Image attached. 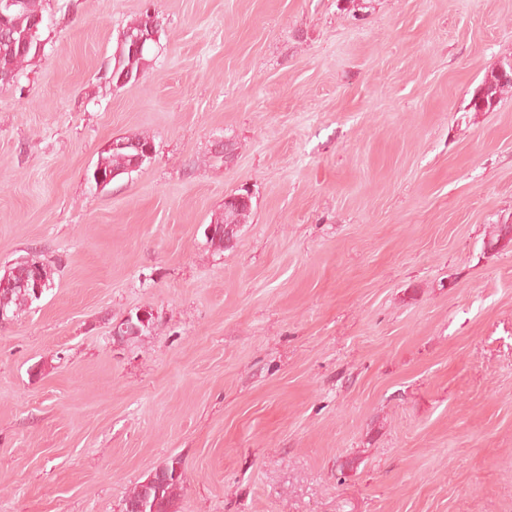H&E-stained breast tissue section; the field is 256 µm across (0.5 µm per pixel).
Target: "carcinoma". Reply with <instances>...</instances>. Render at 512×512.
<instances>
[{"mask_svg":"<svg viewBox=\"0 0 512 512\" xmlns=\"http://www.w3.org/2000/svg\"><path fill=\"white\" fill-rule=\"evenodd\" d=\"M159 26L156 15L144 12L141 18L123 32L119 50L114 56L111 81L118 84L119 78H125L124 84L134 83L148 67L152 44L147 42L143 48H130L131 37L137 35L148 25ZM45 27V14L42 0H19V4L9 9L0 8V89L13 87L10 80L19 78L30 62L40 53L42 34ZM512 88L511 81H501L497 73L486 77L474 91L470 100L473 112H488L497 105L501 92ZM125 143L122 148H109L104 151L89 175L96 182V175L115 179L131 173L130 166L137 153V147L153 143L146 136L121 137ZM252 209V201L239 200L224 204V212L215 220L218 229L207 237V242L216 249L224 248L225 225L232 233H237L239 225L246 223ZM22 263L28 265V274L38 275L45 286L52 285V272L49 266L36 257L25 258ZM35 302L32 290L20 285H0V310L9 318L31 306ZM156 471L165 473L162 479L145 478L124 499L123 512H129L134 505H145L146 512H172L176 491L183 483L182 460L173 456L168 458Z\"/></svg>","mask_w":512,"mask_h":512,"instance_id":"obj_1","label":"carcinoma"}]
</instances>
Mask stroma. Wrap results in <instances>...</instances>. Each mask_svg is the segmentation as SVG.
I'll list each match as a JSON object with an SVG mask.
<instances>
[{"instance_id":"obj_1","label":"stroma","mask_w":512,"mask_h":512,"mask_svg":"<svg viewBox=\"0 0 512 512\" xmlns=\"http://www.w3.org/2000/svg\"><path fill=\"white\" fill-rule=\"evenodd\" d=\"M43 6L0 90V271L53 270L0 324V512H122L172 456L173 512H512V89L467 109L512 0ZM134 135L152 159L96 188ZM149 24H153L158 30V18L155 13L152 15L149 13V9H147L136 23L128 27L126 31L123 32V39L120 46L118 45L119 50L114 56V65L110 77L112 84H115L116 87H123L129 83H135L148 67L153 42L145 43V41L153 40L156 42L157 34L155 33L154 28L150 25L149 33H145L143 36L134 38L132 48L140 50H133L130 48V40L132 36L137 35L143 28L146 29ZM121 77H124L125 81L119 84L118 81ZM117 139V138H116ZM116 139L112 140V146L104 151L105 155H102L94 169L89 175V180L97 186L96 175L101 173L103 177H110V180L104 185L101 184L102 189L108 186L112 181L120 175L129 174L136 170H129L133 158L137 153V146L153 144L154 142L150 137L146 136H134V137H121L118 141L123 143H116ZM122 147V148H112ZM247 192L244 190L239 193H231L228 196L232 195H246ZM225 197V198H226ZM224 198V212L218 216L213 224L209 225L205 228L204 233L209 235L211 230L214 228V224L217 225L216 231L207 238L208 243L216 249H224V228L220 229V226H231L229 230L233 233V236L237 234L239 224L246 223L247 218L250 215L252 209V195H248V201L239 200L237 202H228L226 203Z\"/></svg>"}]
</instances>
